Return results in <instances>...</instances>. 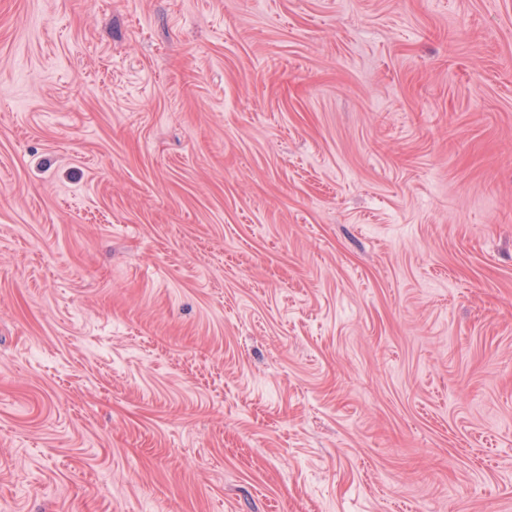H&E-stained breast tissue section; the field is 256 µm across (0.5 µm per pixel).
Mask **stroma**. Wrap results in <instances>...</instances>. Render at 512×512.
I'll list each match as a JSON object with an SVG mask.
<instances>
[{"instance_id": "stroma-1", "label": "stroma", "mask_w": 512, "mask_h": 512, "mask_svg": "<svg viewBox=\"0 0 512 512\" xmlns=\"http://www.w3.org/2000/svg\"><path fill=\"white\" fill-rule=\"evenodd\" d=\"M0 512H512V0H0Z\"/></svg>"}]
</instances>
